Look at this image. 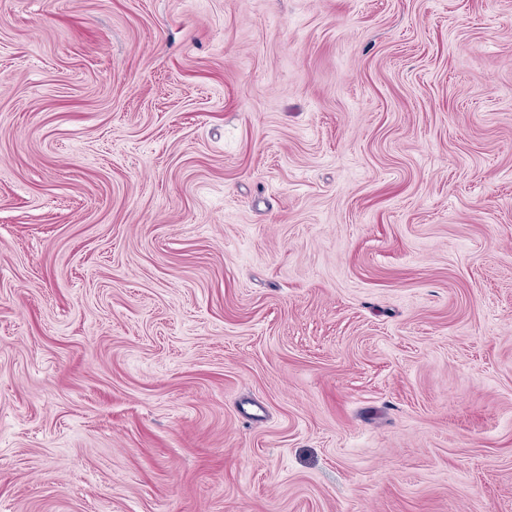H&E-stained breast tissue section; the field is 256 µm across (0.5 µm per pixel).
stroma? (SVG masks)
Listing matches in <instances>:
<instances>
[{
  "mask_svg": "<svg viewBox=\"0 0 512 512\" xmlns=\"http://www.w3.org/2000/svg\"><path fill=\"white\" fill-rule=\"evenodd\" d=\"M0 512H512V0H0Z\"/></svg>",
  "mask_w": 512,
  "mask_h": 512,
  "instance_id": "obj_1",
  "label": "stroma"
}]
</instances>
